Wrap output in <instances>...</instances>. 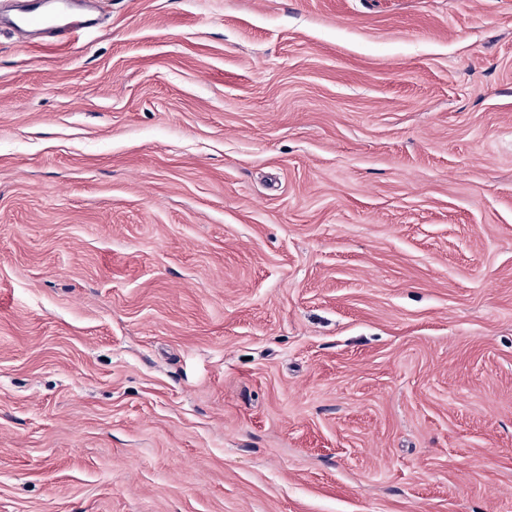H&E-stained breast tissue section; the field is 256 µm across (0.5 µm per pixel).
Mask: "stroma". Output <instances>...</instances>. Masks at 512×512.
Instances as JSON below:
<instances>
[{"mask_svg":"<svg viewBox=\"0 0 512 512\" xmlns=\"http://www.w3.org/2000/svg\"><path fill=\"white\" fill-rule=\"evenodd\" d=\"M0 31V512H512V0H90ZM21 9L9 28H33L55 39H72L83 29L89 27L90 21L74 16L70 10L72 0H18ZM53 3V8L47 7Z\"/></svg>","mask_w":512,"mask_h":512,"instance_id":"1","label":"stroma"}]
</instances>
